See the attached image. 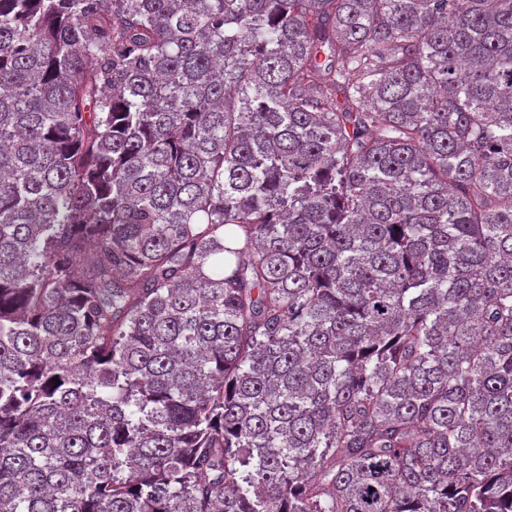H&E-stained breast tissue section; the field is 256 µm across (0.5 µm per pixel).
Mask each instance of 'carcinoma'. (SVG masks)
I'll list each match as a JSON object with an SVG mask.
<instances>
[{
	"label": "carcinoma",
	"mask_w": 512,
	"mask_h": 512,
	"mask_svg": "<svg viewBox=\"0 0 512 512\" xmlns=\"http://www.w3.org/2000/svg\"><path fill=\"white\" fill-rule=\"evenodd\" d=\"M0 512H512V0H0Z\"/></svg>",
	"instance_id": "obj_1"
}]
</instances>
